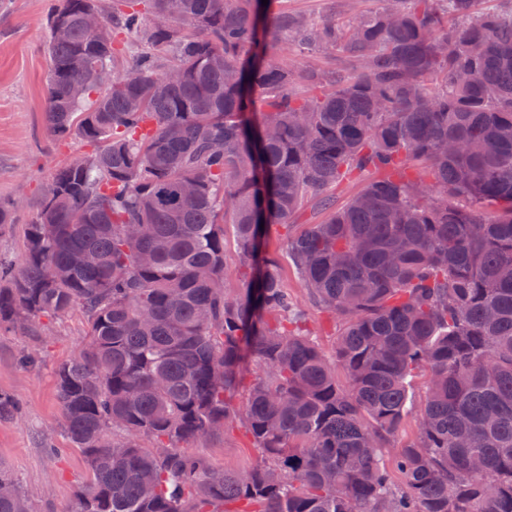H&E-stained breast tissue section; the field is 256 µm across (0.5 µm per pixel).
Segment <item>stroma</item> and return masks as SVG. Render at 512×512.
Segmentation results:
<instances>
[{
  "label": "stroma",
  "mask_w": 512,
  "mask_h": 512,
  "mask_svg": "<svg viewBox=\"0 0 512 512\" xmlns=\"http://www.w3.org/2000/svg\"><path fill=\"white\" fill-rule=\"evenodd\" d=\"M275 2L313 20L378 7L376 0ZM46 32L45 0H0V200L21 201L24 218L61 165L91 152L81 139L57 140L47 132ZM283 236V229L273 228L271 248L277 253L284 286L305 309L310 336L325 353H332L338 327L311 303L288 261ZM86 340L85 320L78 311L54 319L44 338L28 331L0 332V393L11 395L23 407L18 418L0 421V464L18 478L31 512H72L77 494L90 483L82 452L67 438L54 375L57 365L72 358ZM31 351L37 352V363L20 368L19 356ZM190 448L215 470H233L258 460L250 436L238 425L218 439L191 443Z\"/></svg>",
  "instance_id": "obj_1"
}]
</instances>
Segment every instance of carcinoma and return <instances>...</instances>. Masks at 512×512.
<instances>
[{
	"label": "carcinoma",
	"instance_id": "cac0c4a2",
	"mask_svg": "<svg viewBox=\"0 0 512 512\" xmlns=\"http://www.w3.org/2000/svg\"><path fill=\"white\" fill-rule=\"evenodd\" d=\"M89 2L51 0L44 54L49 135L93 152L56 170L19 264L0 261V330L86 317L55 370L91 476L72 512H512V9L381 0L338 25L273 0H112L90 31ZM278 41L345 65L303 76ZM309 201L326 216L294 224ZM275 226L339 323L330 356ZM20 414L0 393V420ZM235 424L255 464L189 450ZM0 512H31L2 466ZM284 234L285 230L281 228L274 227L272 229L271 249L277 252L279 272L284 286L288 288V294L293 301L306 310L310 336L314 338L325 353L331 354L336 342L338 324L335 325L326 313L311 303L307 289L301 285L295 271L288 262L286 250L282 244Z\"/></svg>",
	"mask_w": 512,
	"mask_h": 512
}]
</instances>
